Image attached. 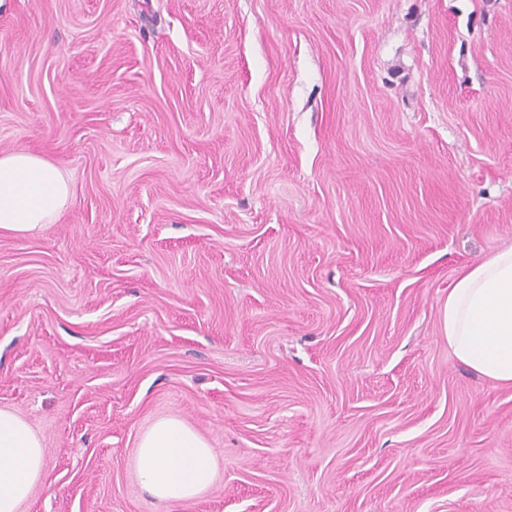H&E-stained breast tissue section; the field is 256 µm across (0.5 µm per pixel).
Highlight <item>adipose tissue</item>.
Segmentation results:
<instances>
[{
    "label": "adipose tissue",
    "instance_id": "adipose-tissue-1",
    "mask_svg": "<svg viewBox=\"0 0 512 512\" xmlns=\"http://www.w3.org/2000/svg\"><path fill=\"white\" fill-rule=\"evenodd\" d=\"M71 198L63 172L39 155H0V234L26 235L56 223ZM448 348L457 361L512 386V246L464 270L448 291ZM41 437L0 408V512H18L44 470ZM217 455L198 431L169 416L139 439L135 474L152 499L179 512L212 486Z\"/></svg>",
    "mask_w": 512,
    "mask_h": 512
}]
</instances>
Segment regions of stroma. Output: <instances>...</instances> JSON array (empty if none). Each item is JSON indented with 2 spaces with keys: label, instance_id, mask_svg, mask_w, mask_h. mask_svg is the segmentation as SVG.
Segmentation results:
<instances>
[{
  "label": "stroma",
  "instance_id": "obj_1",
  "mask_svg": "<svg viewBox=\"0 0 512 512\" xmlns=\"http://www.w3.org/2000/svg\"><path fill=\"white\" fill-rule=\"evenodd\" d=\"M70 180L0 235L18 512H169L134 455L215 449L187 512H512V388L448 350L512 244V0H0V154ZM41 437L15 412L0 408V512H17L44 470ZM217 465L206 438L175 416L159 419L140 437L134 462L141 489L170 509L189 505L210 488Z\"/></svg>",
  "mask_w": 512,
  "mask_h": 512
}]
</instances>
